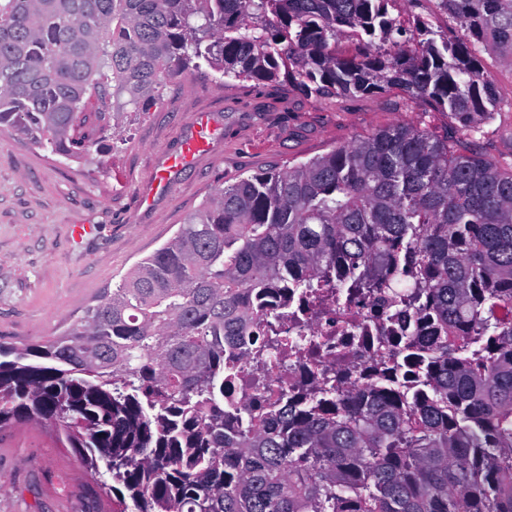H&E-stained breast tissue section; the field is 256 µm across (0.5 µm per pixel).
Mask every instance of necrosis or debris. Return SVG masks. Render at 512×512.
Masks as SVG:
<instances>
[{
  "instance_id": "4bbe7bcc",
  "label": "necrosis or debris",
  "mask_w": 512,
  "mask_h": 512,
  "mask_svg": "<svg viewBox=\"0 0 512 512\" xmlns=\"http://www.w3.org/2000/svg\"><path fill=\"white\" fill-rule=\"evenodd\" d=\"M336 293L332 282L325 281L312 297L286 307L276 296L266 297L264 316L251 328L257 342L232 359L225 422L243 417L249 428L261 429L270 406L282 395L311 394L328 379L353 392L359 374L377 355V337L399 343L431 329L423 315L391 303L386 290L365 288L342 302Z\"/></svg>"
}]
</instances>
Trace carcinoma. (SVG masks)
I'll return each mask as SVG.
<instances>
[{
  "label": "carcinoma",
  "instance_id": "carcinoma-1",
  "mask_svg": "<svg viewBox=\"0 0 512 512\" xmlns=\"http://www.w3.org/2000/svg\"><path fill=\"white\" fill-rule=\"evenodd\" d=\"M394 0H0V128L68 159L90 98L141 115L179 71L314 98L396 89L469 134L498 105L480 52L512 58V0H440L450 41ZM355 51L336 55V40ZM444 129L386 126L216 190L175 235L40 344H0V426L40 422L111 479L114 512H512V164ZM385 288L435 331L380 355L353 396L224 430V349L250 296Z\"/></svg>",
  "mask_w": 512,
  "mask_h": 512
}]
</instances>
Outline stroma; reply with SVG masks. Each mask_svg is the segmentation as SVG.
<instances>
[{
	"label": "stroma",
	"mask_w": 512,
	"mask_h": 512,
	"mask_svg": "<svg viewBox=\"0 0 512 512\" xmlns=\"http://www.w3.org/2000/svg\"><path fill=\"white\" fill-rule=\"evenodd\" d=\"M402 23L423 18L465 37L439 0H395ZM498 107L473 141L512 160V58L486 51ZM394 122L441 130L448 113L397 91L315 99L290 87L223 79L208 65L168 81L140 116L122 115L117 147L71 160L0 129V343L35 344L68 332L104 289L168 241L218 187L271 166L288 168ZM206 149L170 166L188 141ZM164 182H157L156 174ZM77 224L95 233L74 241ZM102 479L55 432L35 423L0 427V512H110Z\"/></svg>",
	"instance_id": "1"
}]
</instances>
